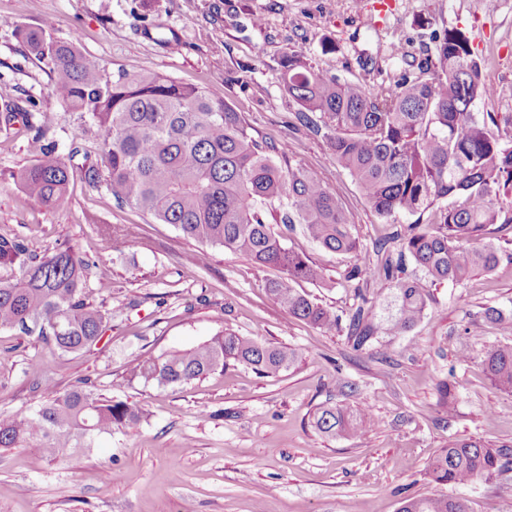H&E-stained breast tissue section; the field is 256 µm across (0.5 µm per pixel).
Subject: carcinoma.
<instances>
[{"label": "carcinoma", "mask_w": 512, "mask_h": 512, "mask_svg": "<svg viewBox=\"0 0 512 512\" xmlns=\"http://www.w3.org/2000/svg\"><path fill=\"white\" fill-rule=\"evenodd\" d=\"M17 37L51 76L56 96L78 114L81 126L97 129L100 163L55 155L45 132L32 138L39 159L16 180L33 201L55 208L64 203L76 178L91 187L106 184L121 204L172 225L186 239L245 255L255 265L275 266L283 277L267 284L270 296L289 314L322 329L341 328L343 317L313 301L293 284L320 283L322 270L285 247L266 215L287 227L300 225L322 247L341 254L360 250L336 194L300 166H278L272 154L287 145L256 139L244 115L197 86L183 85L154 71L110 75L85 57L74 41L53 36V24L38 29L15 26ZM434 56L417 64L419 75H401L393 88L368 87L314 70L299 44L283 55V90L300 107L296 118L322 136L336 166L347 171L382 217L424 215L408 225L401 255L409 257L433 283H464L474 272L493 271L512 259V237L496 243L491 226L512 224V132L494 133V115L478 116L475 103L491 98L481 62L460 31L432 36ZM455 202L448 203V198ZM0 264L18 266L0 281V329L38 332L64 353L91 350L106 330L105 311L81 298L88 263L71 249L41 257L24 243L0 234ZM349 281L394 284L395 312L376 314L382 288L357 289V306L348 318L347 337L355 349L382 336L411 330L427 307L424 289L404 276L402 261L382 267L355 264ZM485 319L503 332L512 315L489 307ZM301 354L241 336L229 329L197 347L156 357L131 356V377L160 385H185L230 365L275 375L294 367ZM490 385L512 393V343L490 349L483 360ZM47 396L36 410L0 415V448L39 449L49 460L71 448H88L95 437L131 429L144 417L141 406L114 400L83 382ZM311 426L331 437L370 431L366 406L324 404ZM512 466V446L481 439H455L432 459L427 474L442 484L490 480ZM398 512H470L445 495L411 496Z\"/></svg>", "instance_id": "1"}]
</instances>
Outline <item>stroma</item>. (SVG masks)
<instances>
[{"mask_svg": "<svg viewBox=\"0 0 512 512\" xmlns=\"http://www.w3.org/2000/svg\"><path fill=\"white\" fill-rule=\"evenodd\" d=\"M0 0V113L25 112L28 123L0 122V234L29 252L72 247L92 262L82 297L113 311L97 350L64 353L38 334L0 330V414L36 409L44 377L58 391L80 382L101 394L139 404L140 425L96 438L57 462L35 448L0 449V512H397L407 495L445 494L471 512H512V469L491 481L434 483L426 466L452 438L512 445V395L487 382L482 361L507 336L486 321L495 307L512 314V260L464 284H434L407 263L428 294L422 319L401 336L357 350L340 329L313 327L288 314L265 291L274 267L211 250L207 265L189 260L198 243L173 226L116 203L106 186L75 181L66 202L47 209L30 200L16 176L35 163L30 141L46 132L59 156L74 135L96 153L95 129L79 121L52 92L51 77L15 35L52 20L62 41H76L108 73L143 69L202 87L242 112L251 134L284 142L279 165L300 164L320 178L345 208L362 244L357 255L328 251L300 230L284 245L320 267L325 281L302 282L314 301L348 314L357 302L344 275L355 263L379 265L374 246L398 253L400 231L414 216H379L348 173L333 163L326 141L302 127L299 107L280 80L282 55L304 46L317 71L370 86H392L395 55L424 58L432 31L469 39L495 98L475 110L512 113V0ZM181 48L169 53L167 43ZM334 50H326L325 42ZM112 284L99 293L100 281ZM298 350L294 368L262 376L235 365L182 386L130 378L132 353L161 356L189 349L224 327ZM470 357L459 361L460 346ZM454 388L445 407L440 383ZM363 403L370 432L347 439L317 433V407Z\"/></svg>", "mask_w": 512, "mask_h": 512, "instance_id": "35a3bbf8", "label": "stroma"}]
</instances>
